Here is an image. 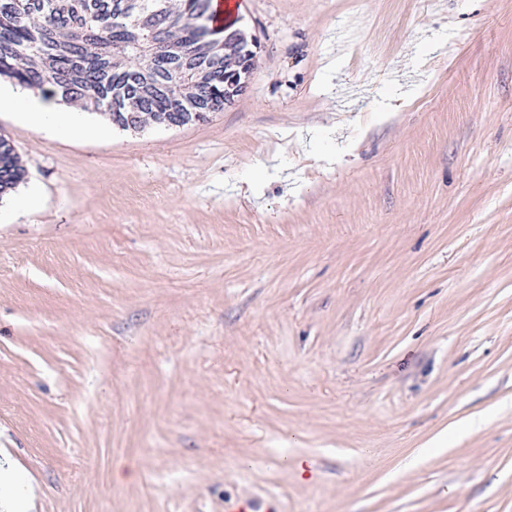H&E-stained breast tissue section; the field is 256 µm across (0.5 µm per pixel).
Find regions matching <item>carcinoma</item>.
Here are the masks:
<instances>
[{
  "mask_svg": "<svg viewBox=\"0 0 512 512\" xmlns=\"http://www.w3.org/2000/svg\"><path fill=\"white\" fill-rule=\"evenodd\" d=\"M214 19L212 0H0V79L84 100L125 130L165 112L201 121L224 110V62L246 43ZM24 178L0 143V200Z\"/></svg>",
  "mask_w": 512,
  "mask_h": 512,
  "instance_id": "cac0c4a2",
  "label": "carcinoma"
}]
</instances>
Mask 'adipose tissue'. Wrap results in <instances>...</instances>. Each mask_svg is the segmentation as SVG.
<instances>
[{"instance_id": "ef3b65f1", "label": "adipose tissue", "mask_w": 512, "mask_h": 512, "mask_svg": "<svg viewBox=\"0 0 512 512\" xmlns=\"http://www.w3.org/2000/svg\"><path fill=\"white\" fill-rule=\"evenodd\" d=\"M0 110L19 113L57 137H85L109 131L108 125L89 121L80 109H61L56 99L34 97L19 88H0Z\"/></svg>"}]
</instances>
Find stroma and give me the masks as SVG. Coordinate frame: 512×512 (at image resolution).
<instances>
[{"mask_svg": "<svg viewBox=\"0 0 512 512\" xmlns=\"http://www.w3.org/2000/svg\"><path fill=\"white\" fill-rule=\"evenodd\" d=\"M247 91L0 111V448L37 512H512V0H237ZM2 139L12 145L8 139L0 136V141ZM10 145L6 142L0 143V200L15 191L25 178V171L19 165L14 147ZM6 207L0 204V222L4 221L12 214L28 212L39 205V197L35 193L28 195L16 196L10 200H6Z\"/></svg>", "mask_w": 512, "mask_h": 512, "instance_id": "stroma-1", "label": "stroma"}]
</instances>
